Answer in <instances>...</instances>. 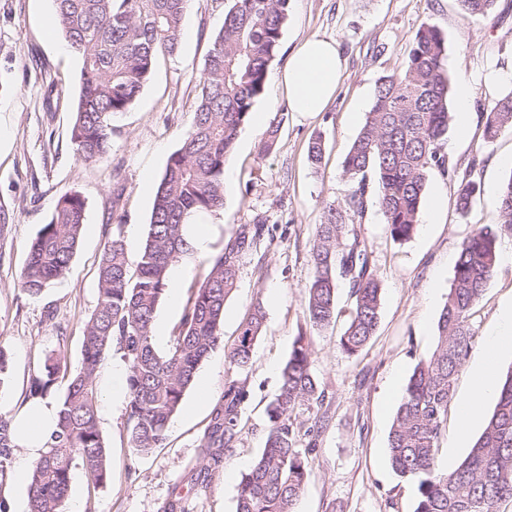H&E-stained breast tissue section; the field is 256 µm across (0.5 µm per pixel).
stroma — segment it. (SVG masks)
<instances>
[{
	"label": "stroma",
	"mask_w": 512,
	"mask_h": 512,
	"mask_svg": "<svg viewBox=\"0 0 512 512\" xmlns=\"http://www.w3.org/2000/svg\"><path fill=\"white\" fill-rule=\"evenodd\" d=\"M229 4L190 0L179 54L159 57L134 105L114 120L106 160L89 165L77 158L70 140L80 60L56 22L54 0H0V209L8 215L0 232V345L8 352L0 414L16 415L30 373L53 351H64L71 369L79 368L83 327L98 303L96 272L107 233L112 225H122L128 254L137 257L167 160L193 122L212 35ZM426 24L446 36L444 64L453 87L467 83L472 88V132L463 141L448 136L449 163L475 167L485 182L500 184L512 176L511 165L492 164L495 156L512 152V133L484 144L480 118L512 92L511 85L483 79L489 70L512 68V0H497L488 21L466 16L456 0H289L278 54L253 106L254 112L279 120L276 142L269 153H260L264 128L251 122L244 126L224 164V207L202 217L208 247L175 264L179 300L162 301L156 313L166 335H173L190 288L203 280L210 259L241 226L264 223L263 236L240 261L237 287L226 302L224 341L198 370L210 383L211 404L232 380L246 381L249 398L233 449L206 486H192L211 404L187 412L196 396L188 390L164 444L137 454L127 441V401L100 399L110 478L96 488L74 473L65 512H164L179 494L185 512H236L238 484L265 444L266 407L302 330L325 397L292 413L297 446L308 450L310 462L294 512H414L416 486L398 477L389 462L388 435L399 401L388 397V383L395 378L407 385L415 366L432 354L461 244L476 229L498 228L497 200L480 194L467 216H460L455 182L432 170L418 229L409 241L398 243L386 230L375 190H368L354 230L371 253L383 299L377 332L358 355L340 349L339 327L308 326L305 291L314 275L315 227L328 208L345 205L350 185L343 161L366 120L376 83L403 70L411 40ZM311 36L334 40L345 68L326 110L305 115L288 110L277 76L293 45ZM316 138L324 147L317 168L308 160V145ZM70 192L86 203L78 250L64 278L41 295L28 296L19 286L28 245L59 198ZM437 199L442 208L435 213L431 205ZM511 298L512 263L498 265L474 309L476 343L457 374V396L470 391L471 365L481 356L501 305ZM258 303L266 311L265 328L241 373L228 354ZM458 435L456 413L448 411L439 439V470L457 468L480 432L472 430L463 448ZM19 455L15 447L0 459V503L9 504L11 512L28 508L29 484L17 478Z\"/></svg>",
	"instance_id": "stroma-1"
}]
</instances>
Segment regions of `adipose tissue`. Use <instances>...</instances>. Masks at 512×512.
I'll return each instance as SVG.
<instances>
[{
	"instance_id": "ef3b65f1",
	"label": "adipose tissue",
	"mask_w": 512,
	"mask_h": 512,
	"mask_svg": "<svg viewBox=\"0 0 512 512\" xmlns=\"http://www.w3.org/2000/svg\"><path fill=\"white\" fill-rule=\"evenodd\" d=\"M344 67V60L334 41L312 36L295 44L278 80L289 111L315 113L323 111L334 98ZM512 348V301L503 305L498 323L486 339L485 352L473 365L472 391L458 405L462 430L476 425L483 402L497 395V359ZM15 442L21 450L18 474L40 458L44 445L56 425V409L46 401L26 404L15 416Z\"/></svg>"
}]
</instances>
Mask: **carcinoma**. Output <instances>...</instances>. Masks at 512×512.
Here are the masks:
<instances>
[{
  "mask_svg": "<svg viewBox=\"0 0 512 512\" xmlns=\"http://www.w3.org/2000/svg\"><path fill=\"white\" fill-rule=\"evenodd\" d=\"M54 2L64 38L82 63L71 128L73 149L81 161L101 163L112 145L114 118L134 104L156 60L178 54L190 0ZM458 2L467 16L483 20L491 17L495 4ZM287 16L288 0H231L206 56L193 123L158 183L136 265L129 260L123 225H112L98 263V304L84 326L80 367L71 371L59 351L31 373L27 401L49 398L60 378L67 388L57 402L56 428L47 449L32 468L29 512H64L76 469L93 486L108 482L97 377L112 348L122 350L128 362V443L143 454L163 444L199 366L223 342L225 303L237 286L242 255L262 234L257 223L241 227L213 257L203 281L191 289L181 323L164 352L154 343L153 322L166 294L169 269L194 253L190 220L224 207V163L264 90ZM445 56L444 34L424 26L413 36L404 70L378 80L365 124L343 162L351 185L347 208L329 209L316 227L307 318L320 328L335 323L337 288L346 282L351 307L338 345L349 356L375 335L381 312L382 288L370 252L349 221L351 213L363 216L368 174L376 179L387 230L399 242L409 240L418 227L432 169L456 182V210L462 216L482 191L474 167L460 173L440 154L453 121ZM483 117L486 143L511 132L512 92ZM499 212L498 229L481 228L462 243L438 319L436 347L414 368L390 429V465L399 477L416 483L415 512H498L501 501L512 500V371L460 465L450 473L436 465L448 403L455 398V377L476 343L473 309L494 275L501 239L512 237V176L501 185ZM84 224V200L77 193L63 195L28 247L20 273L23 292L38 295L65 275ZM265 319L263 307L254 306L229 353L230 363L241 373L248 368ZM323 397L311 372L309 344L300 334L268 406L265 446L239 483L236 512H294L309 476V459L296 448L291 413ZM247 399L246 382L235 380L214 405L193 485L207 482L223 463ZM13 447V418L0 415V456Z\"/></svg>",
  "mask_w": 512,
  "mask_h": 512,
  "instance_id": "carcinoma-1",
  "label": "carcinoma"
}]
</instances>
